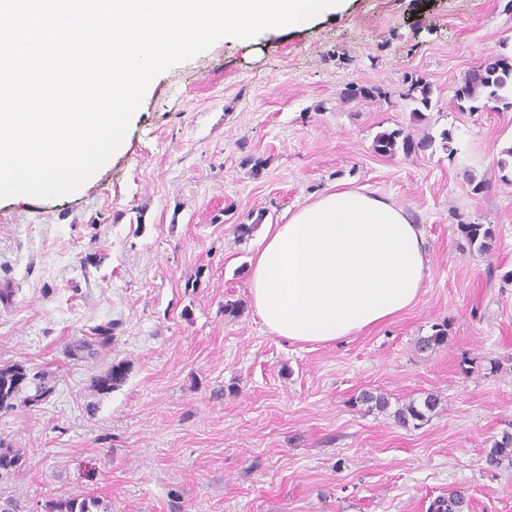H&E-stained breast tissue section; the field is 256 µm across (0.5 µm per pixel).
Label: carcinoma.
I'll return each instance as SVG.
<instances>
[{
	"label": "carcinoma",
	"mask_w": 512,
	"mask_h": 512,
	"mask_svg": "<svg viewBox=\"0 0 512 512\" xmlns=\"http://www.w3.org/2000/svg\"><path fill=\"white\" fill-rule=\"evenodd\" d=\"M512 89V56L496 54L484 59L480 65L465 74L462 85L456 89L455 97L459 101L475 102L485 100L488 103L506 102V106L512 107V101H507L505 93ZM432 90L429 84L414 80L406 91V97L413 102L428 109L431 106ZM381 95L377 87H368L349 83L344 89V97L352 99H373ZM434 137L427 136L421 140H414L404 129L397 128L391 131H383L376 135L373 147L375 152L384 156H393L399 152L410 156L418 150H425L432 146ZM458 230L465 240L471 245H478V249L484 251L489 248L490 242L495 238V230L491 226L483 224H461ZM447 332L438 328L430 336L419 339L418 349L432 351L445 344ZM48 374L43 373L39 383L35 387L33 397L21 396L27 373L20 367H5L0 369V411H8L15 407L16 401L30 404L48 394L51 388L47 386ZM126 379V370L123 364L111 366L106 372L92 377V384L96 391L109 393L120 386ZM356 402L368 404L374 410L385 412L389 408V400L383 393L366 391L356 399ZM440 402L438 396L429 393L419 403L410 402L395 409L392 417L395 423L406 426L410 423L422 422L427 419V414L436 410ZM485 462L493 469H512V433H503L501 438L494 441L492 448L485 454ZM21 464L20 454L0 443V474L8 475ZM464 503V495L452 492L446 498L436 500L432 508L434 512H460ZM101 507L100 500L96 497L77 500L75 498H59L48 501L45 504V512H95Z\"/></svg>",
	"instance_id": "obj_1"
}]
</instances>
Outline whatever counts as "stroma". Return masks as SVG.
<instances>
[{"instance_id": "1", "label": "stroma", "mask_w": 512, "mask_h": 512, "mask_svg": "<svg viewBox=\"0 0 512 512\" xmlns=\"http://www.w3.org/2000/svg\"><path fill=\"white\" fill-rule=\"evenodd\" d=\"M502 52L512 0H344L159 74L78 191L0 199V366L52 374L42 400L0 411V441L22 454L0 498L22 512L90 496L110 512H429L459 490L464 512H512V470L484 462L512 432V162L499 165L512 108L455 98ZM415 79L432 88L418 117ZM352 82L383 95L345 99ZM396 128L445 131L450 146L376 154V134ZM336 185L406 207L431 277L371 332L302 346L268 334L250 305L254 220L286 223ZM462 224L492 226L489 250ZM439 325L447 344L419 351ZM80 340L93 356H69ZM119 362L121 386L94 391ZM365 390L441 403L402 427L357 404Z\"/></svg>"}]
</instances>
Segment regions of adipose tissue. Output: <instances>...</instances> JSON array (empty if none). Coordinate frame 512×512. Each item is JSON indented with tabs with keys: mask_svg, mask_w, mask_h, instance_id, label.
<instances>
[{
	"mask_svg": "<svg viewBox=\"0 0 512 512\" xmlns=\"http://www.w3.org/2000/svg\"><path fill=\"white\" fill-rule=\"evenodd\" d=\"M425 231L364 189L335 187L267 225L249 295L272 335L303 344L357 336L414 306L430 276Z\"/></svg>",
	"mask_w": 512,
	"mask_h": 512,
	"instance_id": "1",
	"label": "adipose tissue"
}]
</instances>
